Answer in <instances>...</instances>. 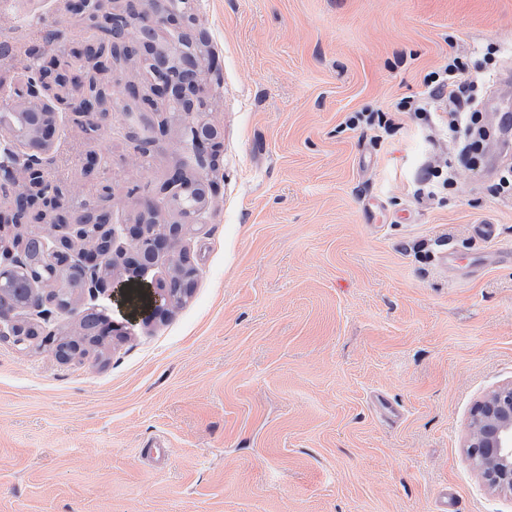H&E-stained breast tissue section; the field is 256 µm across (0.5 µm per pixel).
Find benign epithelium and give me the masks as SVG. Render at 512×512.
I'll use <instances>...</instances> for the list:
<instances>
[{
    "mask_svg": "<svg viewBox=\"0 0 512 512\" xmlns=\"http://www.w3.org/2000/svg\"><path fill=\"white\" fill-rule=\"evenodd\" d=\"M67 13L89 21L112 46L134 54L150 75L152 93L165 100L176 115H185L182 143L201 171L219 165L223 141L221 127L198 112L197 88L202 82V61L198 44L172 39L194 25L189 0H147L132 19L111 12L110 0H65ZM33 53L39 66L27 71L22 83L8 94L0 92V123L20 119L23 149L15 140L0 138V188L11 190L12 205L0 210V233L32 219L43 201L54 204V212L67 223L33 235L36 250L23 245L15 250L0 248V337L28 348L36 337L32 324L19 317L27 308L38 310L48 321L58 312L74 317V334L53 341L52 352L58 360L85 344L83 319L73 301L58 297L61 285L57 271L69 268L82 284L81 291L95 299L100 295L122 305L137 319L161 317L183 304L192 294L197 269L182 242L187 232L199 223L214 184L197 180L181 167L174 168L159 193L176 206L180 220L156 224L154 200L140 202L138 219L133 224H112V212L88 202L84 209L70 206L71 186L47 176L56 162L55 135L60 116L72 113L84 119L86 129L98 131L107 125L112 90L93 96L85 82L73 78L62 91L46 82L43 74L56 68L58 60L41 61L35 45ZM167 261L168 276L154 283L145 277L162 261ZM121 265L129 273L122 279L111 274ZM467 456L477 467L486 485L498 492L512 494V382L489 392L476 405L468 425Z\"/></svg>",
    "mask_w": 512,
    "mask_h": 512,
    "instance_id": "1",
    "label": "benign epithelium"
}]
</instances>
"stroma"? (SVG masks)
Returning a JSON list of instances; mask_svg holds the SVG:
<instances>
[{
    "mask_svg": "<svg viewBox=\"0 0 512 512\" xmlns=\"http://www.w3.org/2000/svg\"><path fill=\"white\" fill-rule=\"evenodd\" d=\"M192 38L224 146L218 193L184 245L198 276L162 321L78 300L122 338L62 362L0 340V512H512L464 448L471 412L512 381V196L486 163L409 119L374 142L348 113L394 112L460 58L493 89L512 69V0H192ZM92 32L64 0H10L0 34ZM112 121L58 130L79 198L111 160L112 221L134 223L176 165L181 125L137 158ZM457 164L447 202L416 201L422 162ZM494 224L493 241L475 227ZM457 270L439 262L443 249ZM503 253L488 266L472 256Z\"/></svg>",
    "mask_w": 512,
    "mask_h": 512,
    "instance_id": "obj_1",
    "label": "stroma"
}]
</instances>
